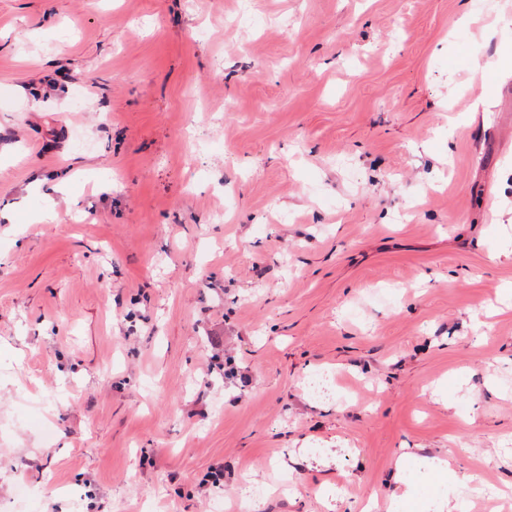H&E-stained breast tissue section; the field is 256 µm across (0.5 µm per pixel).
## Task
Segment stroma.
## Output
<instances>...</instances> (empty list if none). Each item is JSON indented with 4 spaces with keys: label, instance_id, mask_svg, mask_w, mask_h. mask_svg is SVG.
Returning a JSON list of instances; mask_svg holds the SVG:
<instances>
[{
    "label": "stroma",
    "instance_id": "35a3bbf8",
    "mask_svg": "<svg viewBox=\"0 0 512 512\" xmlns=\"http://www.w3.org/2000/svg\"><path fill=\"white\" fill-rule=\"evenodd\" d=\"M493 3L0 0V512H512ZM455 474L450 469L448 461L445 460H427L420 471L418 483H412L405 476L397 479L401 491L393 492L391 501L395 509L402 507L409 499L417 494L418 485L420 488H431L435 486L448 485L455 482ZM415 484V485H414Z\"/></svg>",
    "mask_w": 512,
    "mask_h": 512
}]
</instances>
